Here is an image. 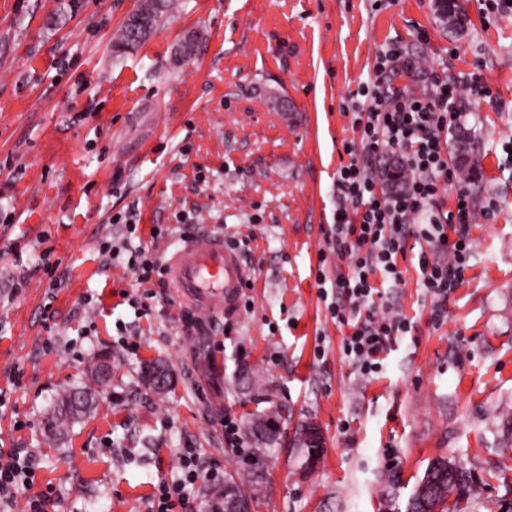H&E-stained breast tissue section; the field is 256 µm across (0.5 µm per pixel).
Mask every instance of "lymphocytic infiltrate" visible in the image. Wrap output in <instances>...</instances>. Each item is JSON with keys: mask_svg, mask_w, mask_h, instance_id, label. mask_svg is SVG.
Here are the masks:
<instances>
[{"mask_svg": "<svg viewBox=\"0 0 512 512\" xmlns=\"http://www.w3.org/2000/svg\"><path fill=\"white\" fill-rule=\"evenodd\" d=\"M461 85L437 79L432 94L386 100L378 86L362 87L366 110L355 113L359 142H348V164L336 177V210L325 232L327 249L319 253L316 270L318 298L338 327L344 328L342 352L364 377L379 373L381 355L397 337L412 329L406 316L388 313L384 283L399 284V260L408 239L422 248L418 254L421 286L426 294L445 298L461 279L473 252L470 224L475 210L472 191L457 192L456 207L442 213L434 208L441 187L452 181L441 135L454 117ZM397 154L407 173L399 189L385 191L375 177L372 160ZM100 252L122 261L137 284L166 273V265L149 247L121 248L103 238ZM346 264L332 271L328 253ZM181 476L158 485L149 512H193L185 493L195 484L203 463L197 449L179 452ZM33 455L0 453V512H46L52 491H35Z\"/></svg>", "mask_w": 512, "mask_h": 512, "instance_id": "obj_1", "label": "lymphocytic infiltrate"}]
</instances>
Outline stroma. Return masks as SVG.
Masks as SVG:
<instances>
[{"mask_svg":"<svg viewBox=\"0 0 512 512\" xmlns=\"http://www.w3.org/2000/svg\"><path fill=\"white\" fill-rule=\"evenodd\" d=\"M462 3L458 33L433 0H175L119 55L113 38L137 0H0V452L36 455V489H54L48 512H147L182 448L240 478L258 512H387L446 455L482 481L467 512L512 500V12L490 19L485 0ZM188 39L191 54L177 55ZM388 43L406 63L383 92L422 97L436 76L489 89L464 100L457 123L474 136L475 187L496 210L474 213L473 253L441 321L407 252L388 298L413 329L364 378L315 275L336 172L360 138L356 92ZM128 217L165 260L184 223L248 238L251 309L190 335L188 305L155 280L137 316L122 297L138 287L132 274L97 245ZM157 224L172 235L152 241ZM45 251L55 289L38 268ZM100 354L112 380L91 414L46 438L57 396L87 385ZM154 360L172 374L163 395L141 380ZM272 406L283 424L266 453L247 429ZM228 414L249 461L224 442ZM308 421L324 454L305 474L295 438Z\"/></svg>","mask_w":512,"mask_h":512,"instance_id":"stroma-1","label":"stroma"}]
</instances>
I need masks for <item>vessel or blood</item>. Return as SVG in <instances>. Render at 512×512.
<instances>
[{
	"label": "vessel or blood",
	"mask_w": 512,
	"mask_h": 512,
	"mask_svg": "<svg viewBox=\"0 0 512 512\" xmlns=\"http://www.w3.org/2000/svg\"><path fill=\"white\" fill-rule=\"evenodd\" d=\"M166 267L178 294L213 324L236 314L250 279L242 253L220 236L187 242Z\"/></svg>",
	"instance_id": "b4317fda"
}]
</instances>
